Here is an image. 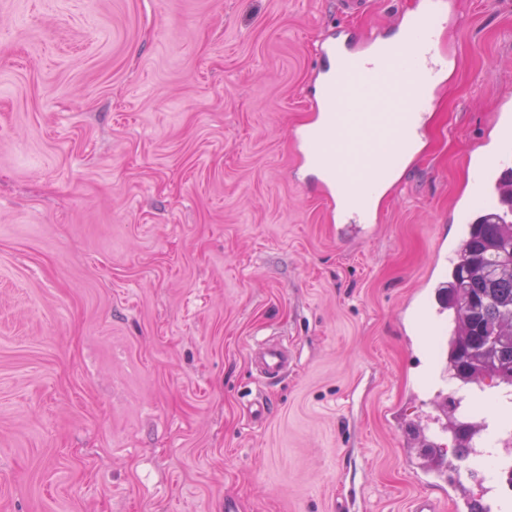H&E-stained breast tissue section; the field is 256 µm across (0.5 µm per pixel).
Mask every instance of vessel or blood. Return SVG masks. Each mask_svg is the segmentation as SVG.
Here are the masks:
<instances>
[{
    "mask_svg": "<svg viewBox=\"0 0 512 512\" xmlns=\"http://www.w3.org/2000/svg\"><path fill=\"white\" fill-rule=\"evenodd\" d=\"M450 7V0H417L415 12L394 26L385 51L374 35L367 37L363 51L351 49L341 34L323 44L318 111L299 138L307 145L304 161L319 174L327 192V219L341 237L375 234V204L392 193L397 169L419 146L433 96L455 61L453 54L439 49ZM468 165L475 193L501 198L512 182V110L498 113L492 141L469 157ZM447 283V278H438L419 299L411 320L415 335L446 321ZM256 363L263 378L276 379L288 367V349L264 343ZM411 437L418 470L444 477V458L420 432Z\"/></svg>",
    "mask_w": 512,
    "mask_h": 512,
    "instance_id": "vessel-or-blood-1",
    "label": "vessel or blood"
}]
</instances>
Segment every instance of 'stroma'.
<instances>
[{
  "mask_svg": "<svg viewBox=\"0 0 512 512\" xmlns=\"http://www.w3.org/2000/svg\"><path fill=\"white\" fill-rule=\"evenodd\" d=\"M0 0V512H409L398 424L434 431L399 330L467 156L512 96V0H456L457 65L371 239L296 140L316 42L414 0ZM287 344L263 382L250 355ZM267 410L263 421L253 403ZM435 441L512 505L503 455Z\"/></svg>",
  "mask_w": 512,
  "mask_h": 512,
  "instance_id": "stroma-1",
  "label": "stroma"
}]
</instances>
